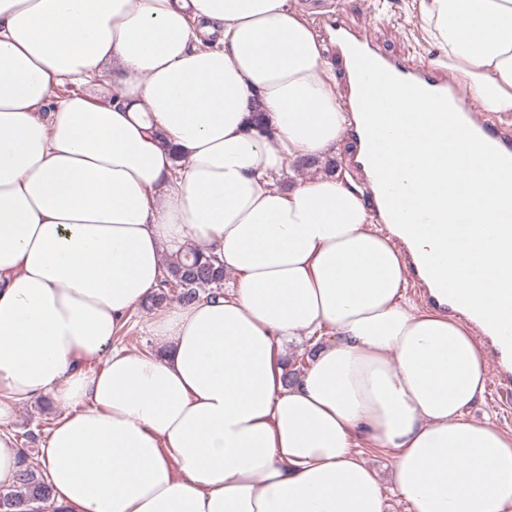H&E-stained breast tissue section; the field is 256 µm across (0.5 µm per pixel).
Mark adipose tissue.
Wrapping results in <instances>:
<instances>
[{
    "label": "adipose tissue",
    "mask_w": 512,
    "mask_h": 512,
    "mask_svg": "<svg viewBox=\"0 0 512 512\" xmlns=\"http://www.w3.org/2000/svg\"><path fill=\"white\" fill-rule=\"evenodd\" d=\"M419 18L437 66L511 113L512 0H419ZM91 78L116 100L53 95ZM384 93L368 113L398 211L456 228L416 250L512 322V180L445 107ZM347 124L291 0H0V488L22 454L6 424L49 397L60 512H385L362 441L392 452L411 512H512V433L466 416L488 380L468 325L416 311L343 182L269 181ZM189 243L235 287L159 314L152 351L115 346ZM324 329L287 382L283 340Z\"/></svg>",
    "instance_id": "1"
}]
</instances>
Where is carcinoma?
I'll return each instance as SVG.
<instances>
[{
    "instance_id": "cac0c4a2",
    "label": "carcinoma",
    "mask_w": 512,
    "mask_h": 512,
    "mask_svg": "<svg viewBox=\"0 0 512 512\" xmlns=\"http://www.w3.org/2000/svg\"><path fill=\"white\" fill-rule=\"evenodd\" d=\"M224 285V266L189 248L167 264L166 274L144 306L158 307L169 293L185 307L221 293ZM51 499V490L42 473L22 459V468L16 484L0 490V512H40L41 506Z\"/></svg>"
}]
</instances>
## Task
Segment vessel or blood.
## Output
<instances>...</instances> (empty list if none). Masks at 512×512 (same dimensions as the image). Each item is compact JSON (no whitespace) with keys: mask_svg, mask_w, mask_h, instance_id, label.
I'll return each mask as SVG.
<instances>
[{"mask_svg":"<svg viewBox=\"0 0 512 512\" xmlns=\"http://www.w3.org/2000/svg\"><path fill=\"white\" fill-rule=\"evenodd\" d=\"M336 37L341 45L353 48L352 64L360 78L361 90L360 97L353 100L356 111H363L367 101L374 92L382 89L384 83H399L414 90L418 97L448 106L455 121L470 130L472 143L477 150L494 155L502 170L512 169L511 114L479 112L457 84L436 77L428 66H402L379 56L366 38L342 30L337 31ZM356 135L360 143L357 165L366 176L363 194L379 220H396L393 198L397 192L398 177L386 155L385 132L364 125ZM425 263L434 272L431 282L424 288L427 301L433 304L450 302L460 310H468L467 301L451 290L446 276L439 273L444 263L442 256L429 255ZM485 337L499 384H512V325L486 324Z\"/></svg>","mask_w":512,"mask_h":512,"instance_id":"1","label":"vessel or blood"}]
</instances>
